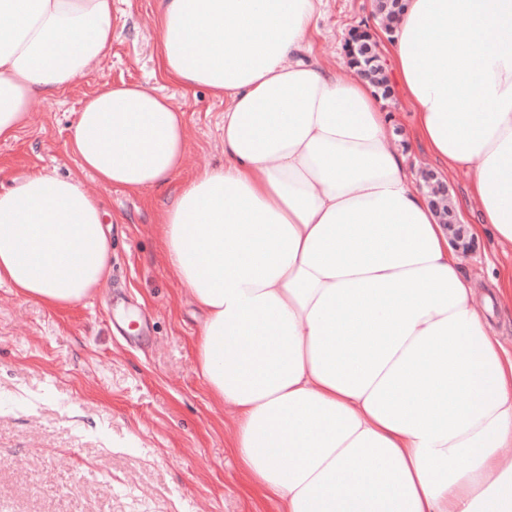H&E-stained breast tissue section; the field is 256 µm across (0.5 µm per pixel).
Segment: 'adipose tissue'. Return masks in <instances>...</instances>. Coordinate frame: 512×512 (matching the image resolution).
I'll list each match as a JSON object with an SVG mask.
<instances>
[{
    "label": "adipose tissue",
    "instance_id": "1",
    "mask_svg": "<svg viewBox=\"0 0 512 512\" xmlns=\"http://www.w3.org/2000/svg\"><path fill=\"white\" fill-rule=\"evenodd\" d=\"M325 0H160L156 76L224 100V164L184 176V113L145 84L88 95L77 173L0 191V286L52 309L111 256L92 174L167 185L163 253L231 446L278 512H512V352L410 186L373 88L310 56ZM112 47V0H0V141ZM381 49L470 237L512 249V0H405ZM423 181L426 183L427 187L430 189L431 195L440 196H448L451 195V198L456 199H465L467 194V188L469 185V177L465 172L457 173L452 180L445 184L441 180L438 179L437 175L433 171H425L422 176ZM433 180H436L433 183ZM449 188V189H448Z\"/></svg>",
    "mask_w": 512,
    "mask_h": 512
}]
</instances>
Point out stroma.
Returning <instances> with one entry per match:
<instances>
[{"label":"stroma","mask_w":512,"mask_h":512,"mask_svg":"<svg viewBox=\"0 0 512 512\" xmlns=\"http://www.w3.org/2000/svg\"><path fill=\"white\" fill-rule=\"evenodd\" d=\"M159 0H113L112 49L49 103H36L16 139L0 141V187L34 169L77 171L69 129L85 97L105 84L148 81ZM378 31L373 0H327L313 44L337 79L353 74L345 41ZM189 130L186 172L224 163V103L168 83ZM395 117L412 182L433 158L405 147L414 115ZM111 214L112 261L101 287L60 312L0 287V512H277L250 491L230 448L228 408L210 395L194 339L202 318L162 254L156 213L167 188L131 196L83 174Z\"/></svg>","instance_id":"1"}]
</instances>
